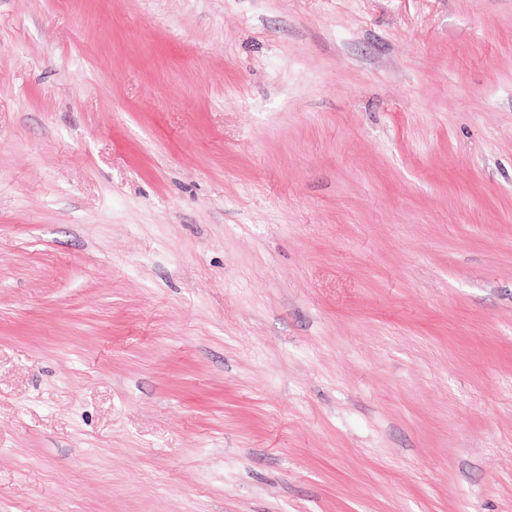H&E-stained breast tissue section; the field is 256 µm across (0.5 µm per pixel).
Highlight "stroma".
Returning <instances> with one entry per match:
<instances>
[{
	"label": "stroma",
	"mask_w": 512,
	"mask_h": 512,
	"mask_svg": "<svg viewBox=\"0 0 512 512\" xmlns=\"http://www.w3.org/2000/svg\"><path fill=\"white\" fill-rule=\"evenodd\" d=\"M0 512H512V0H0Z\"/></svg>",
	"instance_id": "stroma-1"
}]
</instances>
